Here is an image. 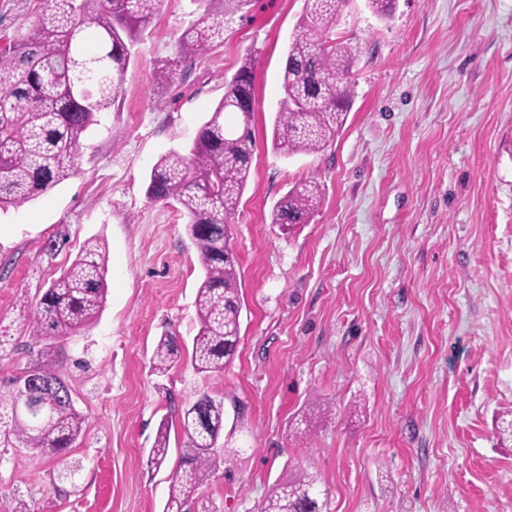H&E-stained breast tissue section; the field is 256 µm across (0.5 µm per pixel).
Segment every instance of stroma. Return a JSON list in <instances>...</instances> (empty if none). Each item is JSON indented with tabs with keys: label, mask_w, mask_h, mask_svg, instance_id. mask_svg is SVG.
I'll return each instance as SVG.
<instances>
[{
	"label": "stroma",
	"mask_w": 512,
	"mask_h": 512,
	"mask_svg": "<svg viewBox=\"0 0 512 512\" xmlns=\"http://www.w3.org/2000/svg\"><path fill=\"white\" fill-rule=\"evenodd\" d=\"M195 9L162 0L70 177L0 211V380L30 362L26 316L88 242L108 286L64 350L85 416L75 477L0 448V494L31 512H163L179 426L161 468L149 451L173 406L207 393L224 401L222 461L193 512H258L302 470L327 489L328 512H512V0H399L387 20L351 0L336 32L359 50L352 110L323 151L289 156L272 128L304 0H252L223 44L157 85ZM248 57L255 153L228 228L237 351L220 374L185 356L159 376L161 335L192 345L203 271L186 216L148 199V175L168 152L189 154ZM306 181L322 203L282 234L272 209Z\"/></svg>",
	"instance_id": "1"
}]
</instances>
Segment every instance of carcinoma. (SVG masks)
Masks as SVG:
<instances>
[{
    "label": "carcinoma",
    "mask_w": 512,
    "mask_h": 512,
    "mask_svg": "<svg viewBox=\"0 0 512 512\" xmlns=\"http://www.w3.org/2000/svg\"><path fill=\"white\" fill-rule=\"evenodd\" d=\"M202 1L207 9L182 31L177 60L156 72L157 82L170 84L176 67L206 55L222 38L224 23L247 3L194 0ZM100 2L89 16L78 0H39L33 29L16 33L0 50V210L32 200L72 174L84 134L121 97L130 61L124 38H136L153 24L161 0ZM348 2L305 0L288 45L284 96L273 126L272 147L282 154L324 150L351 111L358 47L336 36ZM366 2L380 19L395 12V0ZM254 86L248 58L201 127L190 156L172 151L161 157L147 183L149 199L181 206L199 254L204 277L195 300L198 332L191 362L200 373L224 371L239 341L238 262L224 251V239L252 165ZM321 197L315 182L294 186L275 204L271 223L291 231L318 210ZM106 292L105 256L96 245L84 248L43 292L27 326L37 359L0 382V447L62 456L80 436L85 417L56 358L62 339L85 332L98 319ZM180 355L176 337H160L152 370L167 373ZM178 423L186 437L187 467L173 477L166 512H191L197 491L220 461L224 401L200 396L180 412ZM168 432L162 424L151 448L156 468L166 460ZM325 497L315 476L300 472L277 485L260 512H324ZM0 512L30 508L23 499L1 494Z\"/></svg>",
    "instance_id": "carcinoma-1"
}]
</instances>
